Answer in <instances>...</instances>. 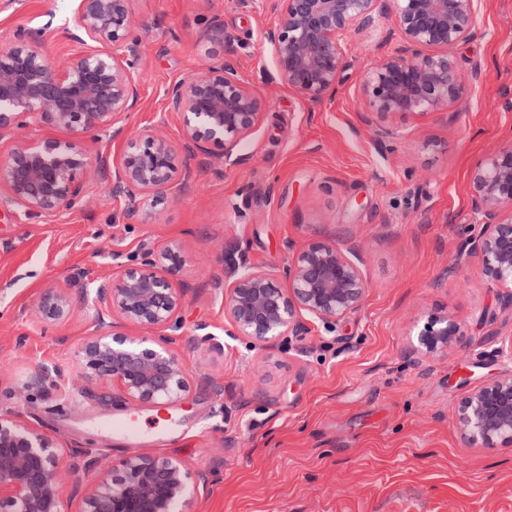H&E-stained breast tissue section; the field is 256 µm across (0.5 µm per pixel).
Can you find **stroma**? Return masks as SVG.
Wrapping results in <instances>:
<instances>
[{
	"mask_svg": "<svg viewBox=\"0 0 512 512\" xmlns=\"http://www.w3.org/2000/svg\"><path fill=\"white\" fill-rule=\"evenodd\" d=\"M273 0H132L140 39L139 104L129 123L164 115V90L206 63L231 57L269 98L242 167L196 169L188 190L171 191L143 221L126 220L121 199L73 209L52 221L25 215L0 195V411L12 384L41 365L69 367L92 322L82 304L44 324L25 311L44 289L82 286L108 275L113 254L134 263L145 248L179 242L191 257L176 277L187 302L169 333L183 348L190 388L182 404L144 407L136 444L106 434L124 403L81 400L45 386L32 395V422L65 448H94L208 463L214 480L192 512H512V445L476 450L455 425L460 399L512 371L496 356L512 336V307L471 259L447 268L472 229L467 202L475 164L512 138V0H483L480 33L455 55L479 84L461 107L394 121L383 139L362 123L364 65L397 46L395 21L344 37L335 96L309 107L266 83L274 59L264 40ZM77 0H0V48L20 25L47 31L52 58L70 53ZM220 17L231 48L202 41ZM239 242L256 266L274 271L293 248L316 241L360 244L368 281L364 305L333 330L311 327L273 347L224 333V304L208 282L221 275L220 248ZM449 315L463 336L447 356L412 351L409 333ZM224 340L223 353L197 348L198 325Z\"/></svg>",
	"mask_w": 512,
	"mask_h": 512,
	"instance_id": "stroma-1",
	"label": "stroma"
}]
</instances>
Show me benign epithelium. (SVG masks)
<instances>
[{
  "instance_id": "1",
  "label": "benign epithelium",
  "mask_w": 512,
  "mask_h": 512,
  "mask_svg": "<svg viewBox=\"0 0 512 512\" xmlns=\"http://www.w3.org/2000/svg\"><path fill=\"white\" fill-rule=\"evenodd\" d=\"M131 0H80L76 32L69 38L81 50L56 61L42 50L43 30L20 25L12 44L0 49V141H11L0 156V190L27 215L52 220L63 212L103 206L123 197L127 219L140 220L144 208L174 188L186 190L193 178L189 161L213 160L243 166L249 156L240 146L258 128L267 98L245 80L227 58L164 90L166 114L182 129L188 162L176 163V150L163 132L166 121L129 129L138 104L135 71L139 38ZM381 0H275L277 22L264 32L275 60V74L304 103L321 106L342 82L341 39L375 20ZM399 45L369 63L360 79L365 112L362 122L380 135L394 120L421 119L461 103L481 69L460 70L456 47L479 32L481 0H389ZM210 42L231 44L224 21L212 19L203 33ZM62 129L67 139H32L20 131L32 125ZM110 131L128 148L112 163L90 159L81 142ZM107 191L93 194L90 180ZM469 206L478 228L452 260L461 271L472 256L481 274L505 289L502 303L512 306V143L478 162L472 172ZM189 262L178 242L147 248L135 264L118 262L115 272L83 289L82 303L93 329L75 352L74 370L41 366L18 394L48 383L73 387V373L87 386L81 397L101 402L118 395L130 407L170 406L190 388L179 348L163 334L186 304L187 288L174 276ZM222 275L210 282L224 300L225 335L260 345L304 336L313 322L331 329L357 313L368 284L363 252L330 242H312L293 253L278 272L250 264L238 244L222 248ZM73 308L70 288L45 290L30 315L40 322L66 319ZM198 329L192 342L221 353L224 343ZM461 336L460 324L431 317L417 332L413 350L446 355ZM456 426L472 448L512 445V373L482 384L459 402ZM61 462L57 441L20 410L0 411V512H67L68 476L94 472L97 479L82 498L80 512H181L206 487L213 469L190 472L175 457L131 453L112 466L105 456L74 448Z\"/></svg>"
}]
</instances>
